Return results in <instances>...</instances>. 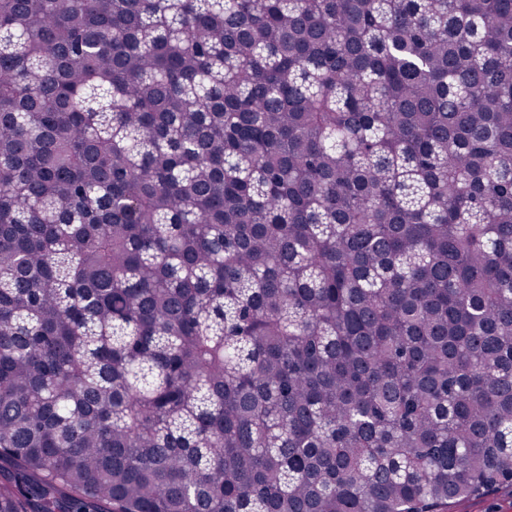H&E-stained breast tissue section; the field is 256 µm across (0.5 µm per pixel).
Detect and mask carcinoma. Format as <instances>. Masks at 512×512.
<instances>
[{
    "label": "carcinoma",
    "mask_w": 512,
    "mask_h": 512,
    "mask_svg": "<svg viewBox=\"0 0 512 512\" xmlns=\"http://www.w3.org/2000/svg\"><path fill=\"white\" fill-rule=\"evenodd\" d=\"M503 484L512 0H0V512Z\"/></svg>",
    "instance_id": "1"
}]
</instances>
